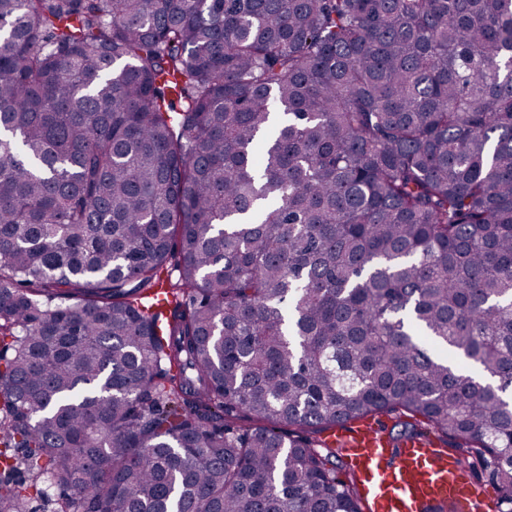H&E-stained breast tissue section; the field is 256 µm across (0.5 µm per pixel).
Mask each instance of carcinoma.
I'll return each mask as SVG.
<instances>
[{
    "instance_id": "1",
    "label": "carcinoma",
    "mask_w": 512,
    "mask_h": 512,
    "mask_svg": "<svg viewBox=\"0 0 512 512\" xmlns=\"http://www.w3.org/2000/svg\"><path fill=\"white\" fill-rule=\"evenodd\" d=\"M4 341L0 512H364L377 415L512 512V0H0Z\"/></svg>"
}]
</instances>
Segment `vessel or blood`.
Wrapping results in <instances>:
<instances>
[{
	"instance_id": "obj_1",
	"label": "vessel or blood",
	"mask_w": 512,
	"mask_h": 512,
	"mask_svg": "<svg viewBox=\"0 0 512 512\" xmlns=\"http://www.w3.org/2000/svg\"><path fill=\"white\" fill-rule=\"evenodd\" d=\"M325 443L346 448L373 512H424L431 505L482 512L485 506L452 455L431 438L417 436L395 446L377 423L364 422L327 434Z\"/></svg>"
}]
</instances>
